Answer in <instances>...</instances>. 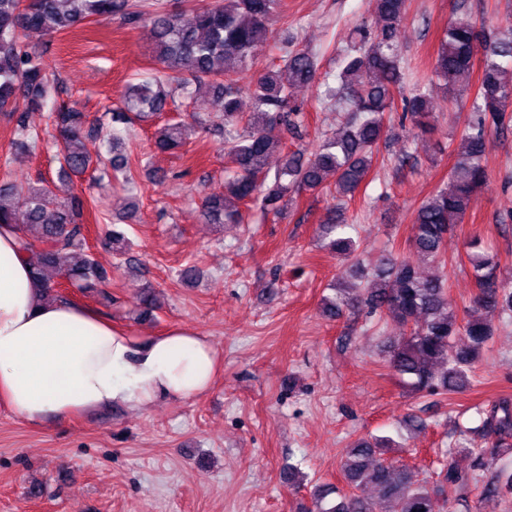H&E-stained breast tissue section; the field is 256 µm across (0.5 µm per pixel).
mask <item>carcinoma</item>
<instances>
[{"label":"carcinoma","instance_id":"carcinoma-1","mask_svg":"<svg viewBox=\"0 0 512 512\" xmlns=\"http://www.w3.org/2000/svg\"><path fill=\"white\" fill-rule=\"evenodd\" d=\"M377 22L355 30L354 44L342 51L334 85L324 97L349 115L336 131L324 135L316 149L284 152L272 184H267V159L283 152L286 135L301 140L308 135L307 115L294 98L295 89L319 78L317 53L292 48L283 40V64L262 69L248 87L252 111L240 110L241 88L233 74L252 69L258 55L275 39L274 23L280 0H207L193 11L192 19L170 12L156 3L149 13L133 8L129 0H0V113L15 117L12 145L32 151L38 133L26 122L30 112L50 111L59 149L61 178L85 174L95 181L103 166L93 158L84 141L92 133L86 115L74 105L55 104L59 82L50 72L43 53L22 41L23 34L39 31L62 33L90 19L110 21L118 16L135 27L148 29L152 57L172 74L187 71L191 81L170 87L159 75L147 73L129 82L119 104L112 109V125L99 127L112 171L134 182L129 158L122 152L124 130L117 125L149 122L167 111L180 92L194 99L212 92L223 103L224 156L230 170L224 178V193L202 198L201 209L208 224H240L242 207L259 201L266 213L279 218L300 191H321L327 178L335 176L334 189L340 197H353L373 168L375 150L385 130L389 112H401L402 125L421 134L433 129V106L429 89L417 86L403 92L396 32L407 10V0H373ZM482 56L483 69L470 105L461 149L450 171L448 184L438 189L416 209L411 252L445 265L444 243L455 226L463 223L477 205L488 174L483 165L489 136L512 126V33H487L477 28L466 8L448 22L443 33L432 77L443 83L445 92L463 94L471 89L474 59ZM194 126L165 123L154 133V148L174 153L187 145ZM0 197H12L25 214L17 224L22 247L32 255L34 281L52 298H65L58 285L69 281L89 296L112 301L103 288L112 271L95 260L88 245L84 213L91 199L71 187L51 189L43 184L19 187L0 185ZM342 208L329 209L319 224L327 245L340 255L356 252V241L346 234ZM102 246L119 254L129 242L115 227L104 231ZM468 261L478 292L472 308L461 319L448 292L444 276L421 274L411 257L390 256L372 269L373 287L336 284L335 295L324 299L330 319L362 310L380 318L389 314L404 335L389 342L386 357L391 370L416 392L449 394L471 383V376L494 335L489 318L512 317V287L498 258L488 253L481 240L468 244ZM478 436L496 438L492 451L474 439L448 443L442 450L443 467L439 485L429 491L412 481L406 466L384 458L387 439L373 442L362 438L350 449L341 465L347 492L327 485L314 486L315 512H373L371 490L395 505V512H434V495L462 493L478 481L488 464L487 454H512V402L500 399L483 411ZM457 455L474 458L469 473L453 462ZM336 494L331 500L329 496ZM506 493H512V469L495 471L481 491L484 512H495Z\"/></svg>","mask_w":512,"mask_h":512}]
</instances>
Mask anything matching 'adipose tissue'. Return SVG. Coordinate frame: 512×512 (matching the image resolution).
I'll use <instances>...</instances> for the list:
<instances>
[{
    "mask_svg": "<svg viewBox=\"0 0 512 512\" xmlns=\"http://www.w3.org/2000/svg\"><path fill=\"white\" fill-rule=\"evenodd\" d=\"M13 226H0V402L42 423L112 405L149 408L206 393L221 357L173 328L139 338L84 307L46 299Z\"/></svg>",
    "mask_w": 512,
    "mask_h": 512,
    "instance_id": "ef3b65f1",
    "label": "adipose tissue"
}]
</instances>
